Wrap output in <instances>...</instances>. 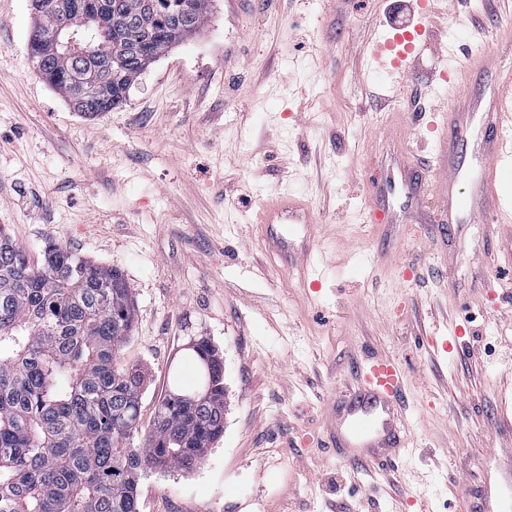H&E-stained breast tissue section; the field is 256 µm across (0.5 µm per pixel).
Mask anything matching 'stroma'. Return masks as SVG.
<instances>
[{
  "mask_svg": "<svg viewBox=\"0 0 512 512\" xmlns=\"http://www.w3.org/2000/svg\"><path fill=\"white\" fill-rule=\"evenodd\" d=\"M393 2L211 0L123 105L88 117L28 58L30 0H0V224L32 264L52 240L123 272L142 428L173 371L192 385L190 338L224 360L223 435L193 470L144 475L140 512H479L490 451L512 454V223L452 224L433 201L362 219L358 170L414 167L428 193L439 179L406 119L445 107L441 63L424 56L397 93L365 72ZM510 19L512 0H434L429 23L463 62ZM283 191L320 221L316 285L263 248L259 204ZM452 238L474 263H450ZM371 357L404 367L414 447L349 462L330 403Z\"/></svg>",
  "mask_w": 512,
  "mask_h": 512,
  "instance_id": "obj_1",
  "label": "stroma"
}]
</instances>
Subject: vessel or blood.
Wrapping results in <instances>:
<instances>
[{
  "instance_id": "1",
  "label": "vessel or blood",
  "mask_w": 512,
  "mask_h": 512,
  "mask_svg": "<svg viewBox=\"0 0 512 512\" xmlns=\"http://www.w3.org/2000/svg\"><path fill=\"white\" fill-rule=\"evenodd\" d=\"M394 28L391 39L376 42L372 59L398 88L408 80L419 55L437 51L438 46L415 17L395 23ZM454 82L458 91L449 98L442 124L433 128L440 177L448 191V221H511L512 204L497 183L504 167L512 163V42H499L479 64L462 68ZM362 181L370 198L396 195L408 206L422 201L398 173H389L382 182L369 175ZM260 210L266 250L308 275L316 230L310 206L280 193L264 200ZM359 375L358 392L332 416L339 446L348 449L352 461L407 453L409 439L400 420L405 394L402 366L376 357L360 367ZM485 512H512V472L486 500Z\"/></svg>"
}]
</instances>
